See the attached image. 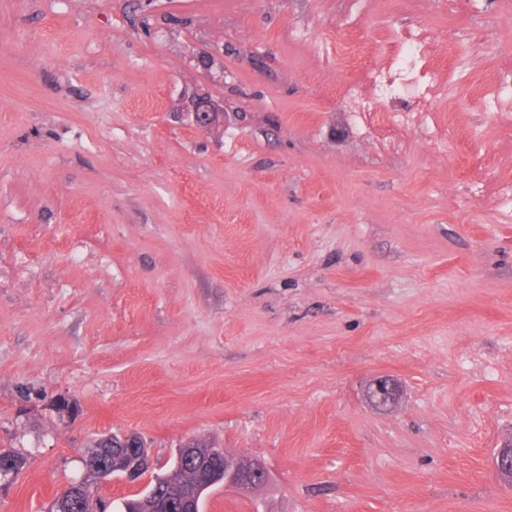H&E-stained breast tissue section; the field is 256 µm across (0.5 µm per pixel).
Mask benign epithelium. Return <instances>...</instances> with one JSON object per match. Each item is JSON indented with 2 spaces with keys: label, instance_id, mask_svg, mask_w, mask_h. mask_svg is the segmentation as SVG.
Segmentation results:
<instances>
[{
  "label": "benign epithelium",
  "instance_id": "benign-epithelium-1",
  "mask_svg": "<svg viewBox=\"0 0 512 512\" xmlns=\"http://www.w3.org/2000/svg\"><path fill=\"white\" fill-rule=\"evenodd\" d=\"M195 123L205 129H212L224 124L223 107L208 102L199 105L193 113ZM370 399L379 407H392L400 398L399 385L391 379H379L369 392ZM112 450L123 456L120 468L115 477L130 484H138L142 477L153 469L154 461L143 438L135 432L112 434ZM190 445L179 448L175 466L194 465L202 476V486H192L185 492L191 505L197 504L202 487H214L220 483L226 488L259 489L267 481L268 473L265 466L257 459L247 455L214 454L206 459L190 457ZM497 465L506 478L512 480V440L504 443L497 454ZM109 480V472L94 473L83 468L79 481L68 485L75 490L88 483L102 484ZM161 491L158 482L148 483L147 491L141 501L148 506L145 512L161 506Z\"/></svg>",
  "mask_w": 512,
  "mask_h": 512
}]
</instances>
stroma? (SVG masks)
<instances>
[{"label": "stroma", "instance_id": "stroma-1", "mask_svg": "<svg viewBox=\"0 0 512 512\" xmlns=\"http://www.w3.org/2000/svg\"><path fill=\"white\" fill-rule=\"evenodd\" d=\"M344 7L0 0V448L29 459L0 512H46L126 430L167 468L199 437L265 463L203 512H512V217L475 196L512 181L481 102L512 0ZM418 24L467 35L455 135L381 156L333 89ZM195 123L205 129L223 126L224 110L219 104L209 101L199 105L193 113ZM369 392L370 399L379 407H392L400 398L399 385L391 379H379Z\"/></svg>", "mask_w": 512, "mask_h": 512}]
</instances>
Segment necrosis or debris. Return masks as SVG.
<instances>
[{"label":"necrosis or debris","instance_id":"1","mask_svg":"<svg viewBox=\"0 0 512 512\" xmlns=\"http://www.w3.org/2000/svg\"><path fill=\"white\" fill-rule=\"evenodd\" d=\"M462 39L458 31L439 41L422 27L392 29L381 47L382 64L366 69L359 81L343 87L352 126L374 139L379 153L404 150L399 133L414 127L427 130L434 153L447 152L452 127L438 118L433 107L447 85L436 77L429 61L447 55Z\"/></svg>","mask_w":512,"mask_h":512}]
</instances>
